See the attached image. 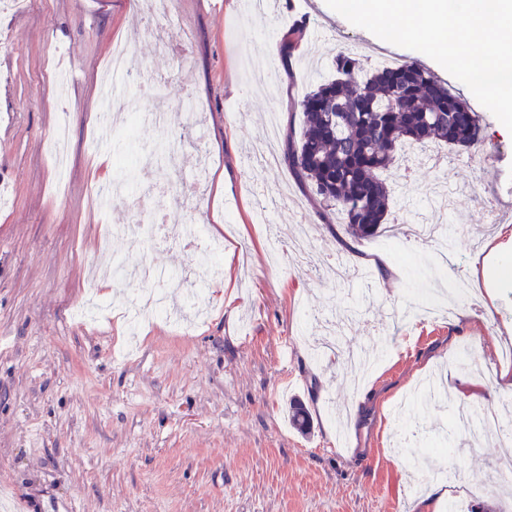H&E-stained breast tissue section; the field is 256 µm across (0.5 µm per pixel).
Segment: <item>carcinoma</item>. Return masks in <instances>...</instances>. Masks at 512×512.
<instances>
[{
	"mask_svg": "<svg viewBox=\"0 0 512 512\" xmlns=\"http://www.w3.org/2000/svg\"><path fill=\"white\" fill-rule=\"evenodd\" d=\"M333 64L344 81L322 82L294 103L302 124L290 122L283 160L322 203V221L334 218L362 241L388 223L395 189L385 173L403 147L475 144L481 118L415 61L365 73L355 53L338 49ZM288 421L310 430L308 411L298 401L289 405Z\"/></svg>",
	"mask_w": 512,
	"mask_h": 512,
	"instance_id": "obj_1",
	"label": "carcinoma"
}]
</instances>
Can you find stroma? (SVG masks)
I'll return each mask as SVG.
<instances>
[{
    "label": "stroma",
    "instance_id": "obj_1",
    "mask_svg": "<svg viewBox=\"0 0 512 512\" xmlns=\"http://www.w3.org/2000/svg\"><path fill=\"white\" fill-rule=\"evenodd\" d=\"M237 2L168 0L160 25L140 0L0 6V492L16 491L29 512H420L428 482L392 453L391 436L399 427L441 447L455 405L432 404L421 420L402 399L436 373L447 393L484 391L504 364L482 352L512 336V288L493 281L497 311L487 321L477 301L402 318L414 293L435 286L433 252L416 264L403 239L354 241L322 222L285 165L257 157L263 115L276 111L287 134L294 101L334 74L335 46L313 40L312 10L360 49L363 66L379 38L325 0H268L257 15ZM119 41L152 88L138 96L139 111L165 109L179 123L185 97L200 104L176 169L140 170V186L169 177L156 211L182 209L233 257L228 276L197 296L193 248L116 239L112 255L128 266L181 273L167 302L192 319L178 328L145 316L123 358L112 354L126 343L122 289L112 291L111 314L77 316L90 268L110 264L98 250L102 226L149 221L125 196L101 214L89 203L91 188L116 172L92 153L91 137L102 65ZM64 108L70 178L58 190L47 144ZM482 116L481 141L446 152L455 195L445 215L428 194V161L400 159L391 171L405 226L451 225L450 257L462 268L497 225H512V137L490 111ZM204 153L209 175L197 184ZM302 225L319 257L355 267L382 259L392 275L336 289L297 263L291 243ZM293 398L311 415L310 435L288 421ZM446 449L435 462L448 472L450 499L470 512H512L498 488L506 451L496 434L473 448L464 431Z\"/></svg>",
    "mask_w": 512,
    "mask_h": 512
}]
</instances>
